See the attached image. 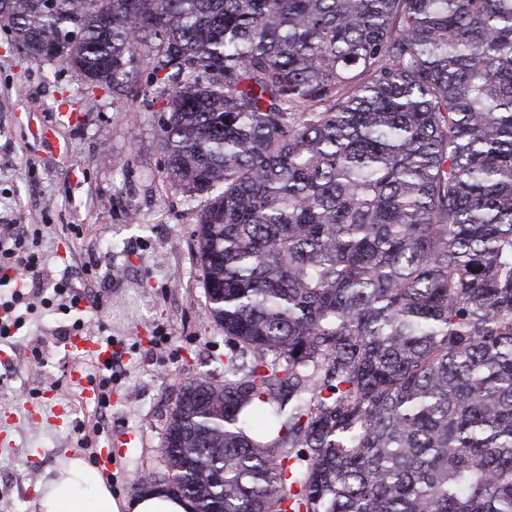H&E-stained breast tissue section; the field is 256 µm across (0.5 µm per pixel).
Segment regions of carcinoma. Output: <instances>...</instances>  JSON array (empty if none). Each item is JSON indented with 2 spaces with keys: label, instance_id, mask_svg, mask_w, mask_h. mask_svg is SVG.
Wrapping results in <instances>:
<instances>
[{
  "label": "carcinoma",
  "instance_id": "1",
  "mask_svg": "<svg viewBox=\"0 0 512 512\" xmlns=\"http://www.w3.org/2000/svg\"><path fill=\"white\" fill-rule=\"evenodd\" d=\"M89 98L155 88L224 383L194 512H512V0H0Z\"/></svg>",
  "mask_w": 512,
  "mask_h": 512
}]
</instances>
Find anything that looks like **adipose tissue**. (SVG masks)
I'll return each mask as SVG.
<instances>
[{
    "mask_svg": "<svg viewBox=\"0 0 512 512\" xmlns=\"http://www.w3.org/2000/svg\"><path fill=\"white\" fill-rule=\"evenodd\" d=\"M31 512H193L192 503L167 487L151 486L128 500L111 488L76 453L57 457L41 475Z\"/></svg>",
    "mask_w": 512,
    "mask_h": 512,
    "instance_id": "adipose-tissue-1",
    "label": "adipose tissue"
}]
</instances>
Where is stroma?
Segmentation results:
<instances>
[{"label":"stroma","instance_id":"obj_1","mask_svg":"<svg viewBox=\"0 0 512 512\" xmlns=\"http://www.w3.org/2000/svg\"><path fill=\"white\" fill-rule=\"evenodd\" d=\"M60 61L29 63L0 30V232L39 224L44 288L29 298L23 326L0 340V512H30L34 484L56 457L95 460L112 451V492H139L163 469L161 438L183 379L224 381V331L206 312L194 231L201 202L186 203L164 178L158 116L150 96L124 105ZM50 124L57 153L37 130ZM80 293L65 312L53 286ZM111 338L110 405L82 397L99 363L73 382L71 332ZM69 409L37 426L27 408Z\"/></svg>","mask_w":512,"mask_h":512}]
</instances>
